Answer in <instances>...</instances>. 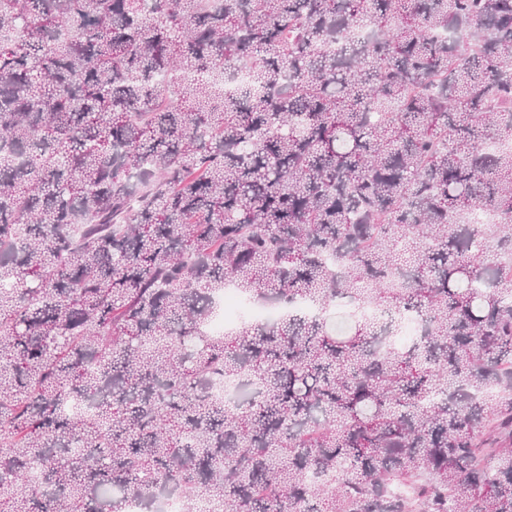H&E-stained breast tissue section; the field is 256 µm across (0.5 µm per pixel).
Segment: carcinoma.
Masks as SVG:
<instances>
[{"label": "carcinoma", "mask_w": 512, "mask_h": 512, "mask_svg": "<svg viewBox=\"0 0 512 512\" xmlns=\"http://www.w3.org/2000/svg\"><path fill=\"white\" fill-rule=\"evenodd\" d=\"M168 491L512 512V0H0V512ZM224 316L218 315L211 322L208 333L211 335H222L224 329L236 326L239 322L249 320H259L261 322H272L278 317V310L271 306H255L252 303L243 300L232 288L224 290Z\"/></svg>", "instance_id": "carcinoma-1"}]
</instances>
